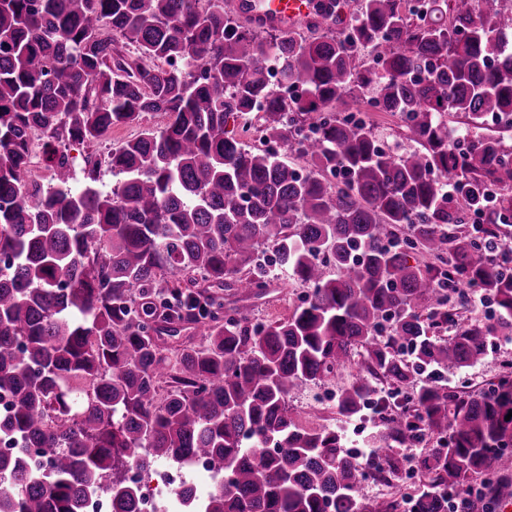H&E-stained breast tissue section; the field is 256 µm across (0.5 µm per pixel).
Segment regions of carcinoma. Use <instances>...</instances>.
Masks as SVG:
<instances>
[{"label":"carcinoma","instance_id":"cac0c4a2","mask_svg":"<svg viewBox=\"0 0 512 512\" xmlns=\"http://www.w3.org/2000/svg\"><path fill=\"white\" fill-rule=\"evenodd\" d=\"M320 9V22L266 36L224 0H0V397L12 398L0 436L14 443L0 452V512H80L98 493L131 512L138 489L121 472L140 452L143 470L205 456L223 473L205 499L177 495L178 512H406L410 500L411 512H495L512 498V370L477 391L430 381L388 401L512 335V254L487 248V234L508 235L489 203L495 188L512 211V154L474 133L493 116L512 129V8L432 0L416 18L407 0H357L341 31L336 0ZM271 60L304 99L279 94ZM348 94L398 116L417 147L398 155L369 123L331 116ZM259 103L261 143L229 136ZM149 113L164 126L84 156L73 191L60 147ZM448 114L465 120L459 155ZM306 124L318 137L296 139ZM32 129L47 186L27 181ZM471 212L489 223L455 231ZM418 245L436 263H410ZM267 251L312 297L282 320L221 317L224 288L264 293ZM459 283L496 319L442 338ZM355 355L366 374L337 408L381 403L379 474H402L391 449L446 440L413 498H364L336 430L288 408Z\"/></svg>","mask_w":512,"mask_h":512}]
</instances>
